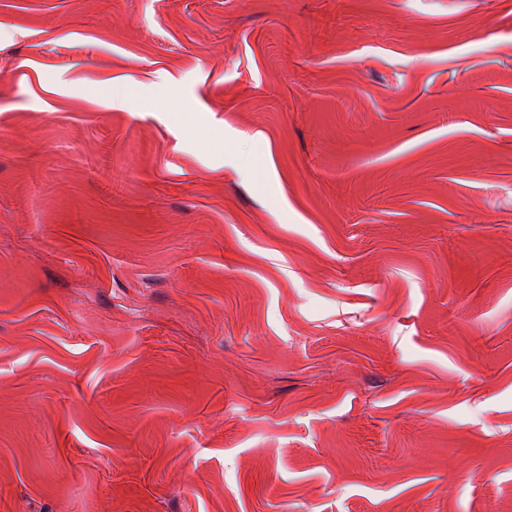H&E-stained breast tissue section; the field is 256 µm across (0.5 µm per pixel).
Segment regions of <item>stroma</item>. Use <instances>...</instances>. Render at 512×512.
I'll return each mask as SVG.
<instances>
[{
    "mask_svg": "<svg viewBox=\"0 0 512 512\" xmlns=\"http://www.w3.org/2000/svg\"><path fill=\"white\" fill-rule=\"evenodd\" d=\"M0 512H512V0H0Z\"/></svg>",
    "mask_w": 512,
    "mask_h": 512,
    "instance_id": "obj_1",
    "label": "stroma"
}]
</instances>
